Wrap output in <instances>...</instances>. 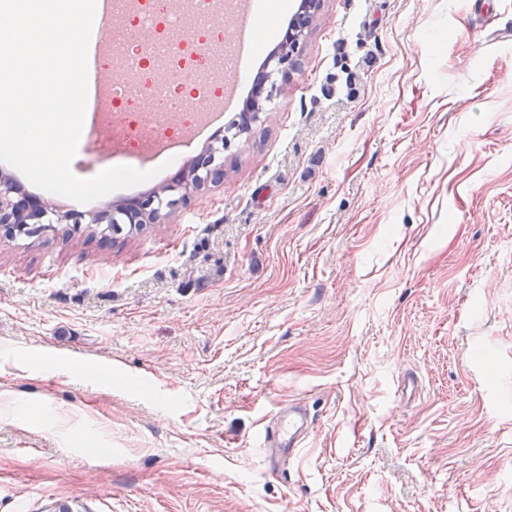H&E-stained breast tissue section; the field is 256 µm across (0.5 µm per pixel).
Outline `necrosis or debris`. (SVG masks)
Wrapping results in <instances>:
<instances>
[{
	"label": "necrosis or debris",
	"instance_id": "4bbe7bcc",
	"mask_svg": "<svg viewBox=\"0 0 512 512\" xmlns=\"http://www.w3.org/2000/svg\"><path fill=\"white\" fill-rule=\"evenodd\" d=\"M205 0H115L118 20L113 39L122 47L118 62L109 63L113 75L110 101L112 122L107 130L90 127L86 137L96 151L107 155L112 140H122L124 154L144 159L155 144L182 139L199 124L192 109L196 100L218 103L224 97L222 81L212 77V56L201 47H219L225 42L223 24L213 22L196 27L180 41L172 34L183 23L187 11L203 13ZM152 28V50H145L136 31ZM193 74V82L182 74Z\"/></svg>",
	"mask_w": 512,
	"mask_h": 512
}]
</instances>
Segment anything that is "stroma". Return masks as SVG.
<instances>
[{"label":"stroma","mask_w":512,"mask_h":512,"mask_svg":"<svg viewBox=\"0 0 512 512\" xmlns=\"http://www.w3.org/2000/svg\"><path fill=\"white\" fill-rule=\"evenodd\" d=\"M101 235L0 232V512H512V0H323L223 182ZM274 428L266 435V441L278 440L284 444L282 452L295 455L305 440L307 434L308 415L305 412H293L288 407L280 408L274 416Z\"/></svg>","instance_id":"stroma-1"}]
</instances>
